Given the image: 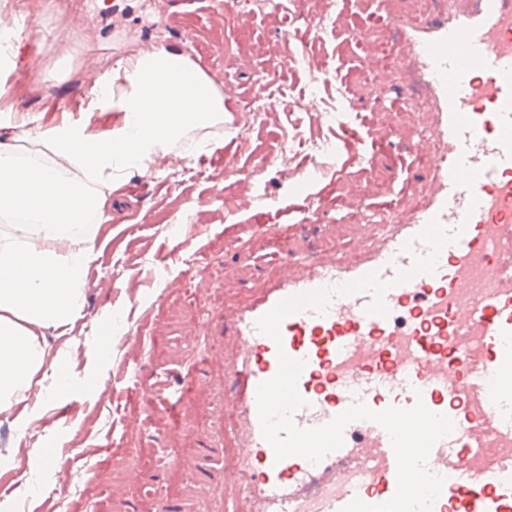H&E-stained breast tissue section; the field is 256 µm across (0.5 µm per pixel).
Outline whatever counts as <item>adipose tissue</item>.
<instances>
[{"instance_id": "1", "label": "adipose tissue", "mask_w": 512, "mask_h": 512, "mask_svg": "<svg viewBox=\"0 0 512 512\" xmlns=\"http://www.w3.org/2000/svg\"><path fill=\"white\" fill-rule=\"evenodd\" d=\"M92 84L112 89L107 129L36 128L51 155L45 163L20 161L11 138H0V215L27 217L0 237V416L20 429L27 421L13 417L12 407L45 364L47 332L84 306L94 254L75 238L74 226L97 212L99 188H111L127 170L149 171L224 112L212 81L163 47L114 61Z\"/></svg>"}]
</instances>
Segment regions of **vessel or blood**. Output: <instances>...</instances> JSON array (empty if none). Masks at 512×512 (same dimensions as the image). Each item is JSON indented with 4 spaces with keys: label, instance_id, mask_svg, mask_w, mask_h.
<instances>
[{
    "label": "vessel or blood",
    "instance_id": "b4317fda",
    "mask_svg": "<svg viewBox=\"0 0 512 512\" xmlns=\"http://www.w3.org/2000/svg\"><path fill=\"white\" fill-rule=\"evenodd\" d=\"M398 28L390 62L366 65L386 90L409 64L414 89L431 97L427 130L412 146L413 157L429 160L430 180L406 185L419 203L391 210L378 244L303 255L249 304L224 309L237 341L224 364L232 384L225 432L235 448L202 497L225 512H341L353 499L381 504L397 490L390 437L370 420L350 422L343 445L319 463L276 459L257 388L276 375L282 352L305 362L297 389L308 405L294 415L298 426L327 424L356 401L375 411L424 403L454 423L428 457L445 478L432 512H512V0H447L442 17ZM434 218L462 235L440 251L434 272L397 282L428 252L404 244ZM375 271L392 284L388 316L368 313L372 296L360 292L334 298L322 316H286L280 340L256 327L283 299Z\"/></svg>",
    "mask_w": 512,
    "mask_h": 512
}]
</instances>
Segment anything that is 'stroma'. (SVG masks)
I'll return each instance as SVG.
<instances>
[{
  "label": "stroma",
  "instance_id": "stroma-1",
  "mask_svg": "<svg viewBox=\"0 0 512 512\" xmlns=\"http://www.w3.org/2000/svg\"><path fill=\"white\" fill-rule=\"evenodd\" d=\"M36 22L16 42L9 58L0 57V131L14 132L16 97H24L31 125L48 120L103 129L110 121L105 102L88 90L86 61L106 67L138 54L145 43L186 54L190 63L216 84L230 81L250 100L268 95L274 85L304 87L302 68L284 70L280 60L299 46L311 57L334 61L348 84L346 111L361 115L362 137L371 159L367 172L346 155L329 159L335 178L317 184L306 179L309 161L284 158L280 138L287 107L248 121L239 104L224 106V123L212 143L187 140L149 176L130 173L103 193L99 211L78 225L77 237L93 238L96 257L86 275L82 312L48 338V365L64 354L72 393L45 403L41 416L25 429L0 423L1 448H30L24 472L0 471V512H54L59 501L72 512H162L174 502L178 512H207L199 487L214 463L231 449L206 428L224 412L230 396L224 373L204 359L223 352L230 338L219 313L225 303H245L252 290L302 255L343 251L359 233H371L369 212L353 210L346 196L360 177L396 193L403 181L426 182L427 164L410 161L413 132L400 126L393 106L412 81L400 70L388 94L377 77L360 78L365 51L387 46L398 35L394 20L442 15L441 0H386L389 21H375L370 0L355 6L336 32L306 42L308 18L291 21L257 8L247 26L221 27L224 0H37ZM15 134L21 154L35 145ZM182 171L169 184V171ZM196 204L195 221L172 224L168 217ZM316 206L310 221L296 223L299 205ZM288 235L292 247L269 248L271 236ZM204 299H197L199 284ZM110 337L112 349L100 356L94 343ZM194 393L208 392L190 413L186 382ZM178 415L179 429L167 418ZM149 420L146 431L130 433L131 420ZM63 459V472L45 463L44 449ZM178 448L183 464L178 488L152 459L156 449Z\"/></svg>",
  "mask_w": 512,
  "mask_h": 512
}]
</instances>
